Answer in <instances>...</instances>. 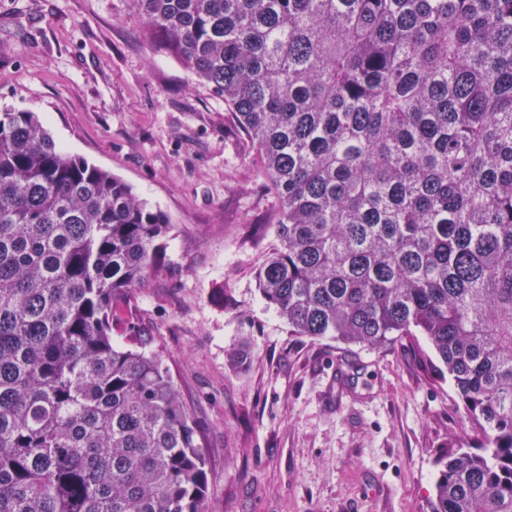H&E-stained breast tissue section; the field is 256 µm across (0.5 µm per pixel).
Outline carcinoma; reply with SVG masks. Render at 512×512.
I'll return each instance as SVG.
<instances>
[{
  "mask_svg": "<svg viewBox=\"0 0 512 512\" xmlns=\"http://www.w3.org/2000/svg\"><path fill=\"white\" fill-rule=\"evenodd\" d=\"M224 98L276 200L258 291L292 332L426 340L477 443L427 512H512V0H133ZM171 224L0 110V512H207L163 360L114 340Z\"/></svg>",
  "mask_w": 512,
  "mask_h": 512,
  "instance_id": "cac0c4a2",
  "label": "carcinoma"
}]
</instances>
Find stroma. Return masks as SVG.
Returning a JSON list of instances; mask_svg holds the SVG:
<instances>
[{
    "label": "stroma",
    "mask_w": 512,
    "mask_h": 512,
    "mask_svg": "<svg viewBox=\"0 0 512 512\" xmlns=\"http://www.w3.org/2000/svg\"><path fill=\"white\" fill-rule=\"evenodd\" d=\"M123 179L173 230L120 312L206 435L208 512H427L433 451L473 431L425 341L294 335L262 299L275 201L223 98L150 49L131 0H0V108ZM248 353L238 364L233 355Z\"/></svg>",
    "instance_id": "obj_1"
}]
</instances>
